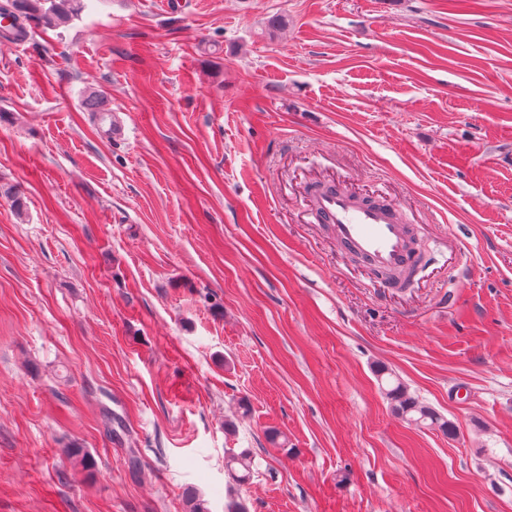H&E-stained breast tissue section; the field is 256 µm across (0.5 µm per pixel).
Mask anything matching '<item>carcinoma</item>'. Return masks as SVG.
I'll return each instance as SVG.
<instances>
[{
  "instance_id": "1",
  "label": "carcinoma",
  "mask_w": 512,
  "mask_h": 512,
  "mask_svg": "<svg viewBox=\"0 0 512 512\" xmlns=\"http://www.w3.org/2000/svg\"><path fill=\"white\" fill-rule=\"evenodd\" d=\"M85 8L84 0H5L0 4V17H9L12 24L0 28V45L12 44L25 37L23 21L37 19L49 26H59L69 22ZM392 411L399 417L417 426L437 429L448 436L455 435L454 424L430 407L422 404L411 395L407 386L395 380L385 390ZM225 469L229 477L241 485L253 475V459L250 452H230L225 458Z\"/></svg>"
}]
</instances>
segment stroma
<instances>
[{
	"label": "stroma",
	"instance_id": "obj_1",
	"mask_svg": "<svg viewBox=\"0 0 512 512\" xmlns=\"http://www.w3.org/2000/svg\"><path fill=\"white\" fill-rule=\"evenodd\" d=\"M177 2L0 47V512H512V0ZM328 179L402 204L412 287ZM311 211L318 222L331 224L341 251L384 273L402 274L411 267L414 244L393 200L365 202L337 186L325 185L317 190ZM384 390L392 411L399 417L417 426L437 429L448 436L455 435L454 424L429 406L423 405L398 378H395L390 388ZM225 469L229 477L241 485L250 480L253 475V459L249 451L240 453L228 452L225 458Z\"/></svg>",
	"mask_w": 512,
	"mask_h": 512
}]
</instances>
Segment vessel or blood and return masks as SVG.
I'll return each mask as SVG.
<instances>
[{
	"label": "vessel or blood",
	"mask_w": 512,
	"mask_h": 512,
	"mask_svg": "<svg viewBox=\"0 0 512 512\" xmlns=\"http://www.w3.org/2000/svg\"><path fill=\"white\" fill-rule=\"evenodd\" d=\"M312 215L331 225L341 251L359 256L377 271L401 274L414 261L411 234L401 223L399 206L393 200L367 202L326 185L315 194Z\"/></svg>",
	"instance_id": "b4317fda"
}]
</instances>
